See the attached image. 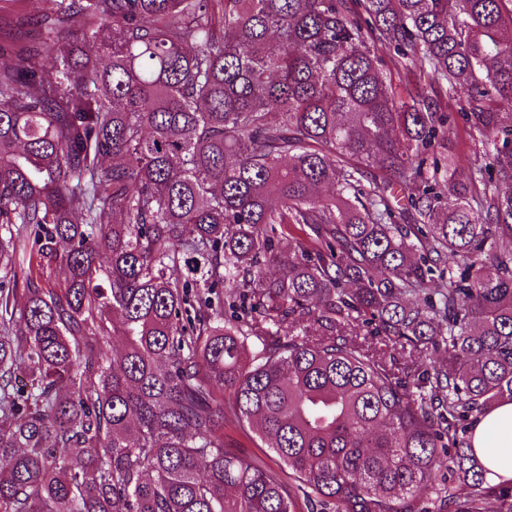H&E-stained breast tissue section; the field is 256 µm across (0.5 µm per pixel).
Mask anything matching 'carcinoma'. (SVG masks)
<instances>
[{
    "mask_svg": "<svg viewBox=\"0 0 512 512\" xmlns=\"http://www.w3.org/2000/svg\"><path fill=\"white\" fill-rule=\"evenodd\" d=\"M4 54L0 512H512V0H0ZM383 59L386 61V66H384L385 74L387 80H392L394 85H405V84H414L419 77L418 67L413 68L411 71L407 70H396L393 66H391L389 62V51L386 49L379 50L378 53ZM448 140V153L455 155L461 165H471L476 159L483 162L484 148L483 137L472 131V134L465 132L463 124L448 127L446 135ZM472 445L477 452L494 456L488 464L487 479L512 480V401H505L480 417L472 430ZM224 446L236 453L259 458L272 467L279 465L268 443L260 441L254 434L245 433L234 418L224 421Z\"/></svg>",
    "mask_w": 512,
    "mask_h": 512,
    "instance_id": "1",
    "label": "carcinoma"
}]
</instances>
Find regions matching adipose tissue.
I'll use <instances>...</instances> for the list:
<instances>
[{
	"label": "adipose tissue",
	"instance_id": "obj_1",
	"mask_svg": "<svg viewBox=\"0 0 512 512\" xmlns=\"http://www.w3.org/2000/svg\"><path fill=\"white\" fill-rule=\"evenodd\" d=\"M477 452L494 458L486 474L493 482L512 480V401H506L480 417L472 430Z\"/></svg>",
	"mask_w": 512,
	"mask_h": 512
}]
</instances>
